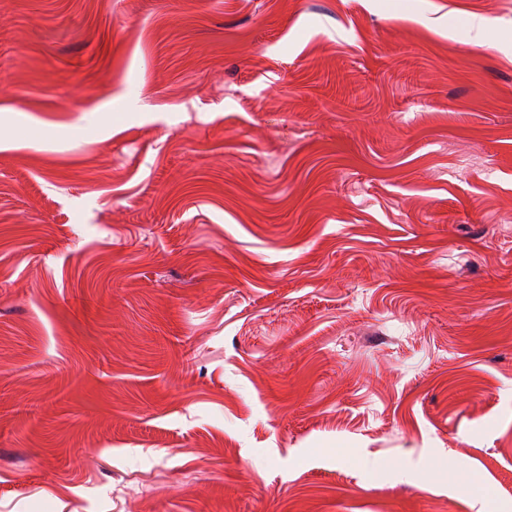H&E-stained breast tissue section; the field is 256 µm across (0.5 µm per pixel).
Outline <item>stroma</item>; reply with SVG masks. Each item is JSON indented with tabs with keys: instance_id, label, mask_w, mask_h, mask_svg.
Here are the masks:
<instances>
[{
	"instance_id": "1",
	"label": "stroma",
	"mask_w": 512,
	"mask_h": 512,
	"mask_svg": "<svg viewBox=\"0 0 512 512\" xmlns=\"http://www.w3.org/2000/svg\"><path fill=\"white\" fill-rule=\"evenodd\" d=\"M510 30L0 0V512H512Z\"/></svg>"
}]
</instances>
